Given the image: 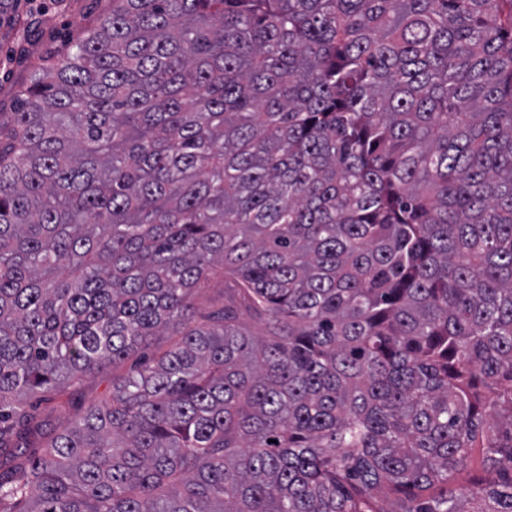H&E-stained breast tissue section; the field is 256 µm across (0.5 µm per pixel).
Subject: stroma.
Wrapping results in <instances>:
<instances>
[{
	"label": "stroma",
	"instance_id": "35a3bbf8",
	"mask_svg": "<svg viewBox=\"0 0 512 512\" xmlns=\"http://www.w3.org/2000/svg\"><path fill=\"white\" fill-rule=\"evenodd\" d=\"M112 11V0H0V112H14L19 93L48 57L66 53L80 36L97 27ZM175 342L174 337H153L116 367H104L82 387L72 403L60 407L57 395L44 393L21 406L23 414L57 429L78 419L90 401L106 396L113 376L157 358Z\"/></svg>",
	"mask_w": 512,
	"mask_h": 512
}]
</instances>
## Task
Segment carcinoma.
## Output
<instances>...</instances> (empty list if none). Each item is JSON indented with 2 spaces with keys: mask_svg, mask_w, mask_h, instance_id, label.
Masks as SVG:
<instances>
[{
  "mask_svg": "<svg viewBox=\"0 0 512 512\" xmlns=\"http://www.w3.org/2000/svg\"><path fill=\"white\" fill-rule=\"evenodd\" d=\"M170 330L75 423L15 420ZM0 512H512V0H112L34 74ZM481 464V449L474 448L467 466L454 476L455 485L462 489L471 490L473 488L471 478L473 475L478 474V472L481 471Z\"/></svg>",
  "mask_w": 512,
  "mask_h": 512,
  "instance_id": "carcinoma-1",
  "label": "carcinoma"
}]
</instances>
